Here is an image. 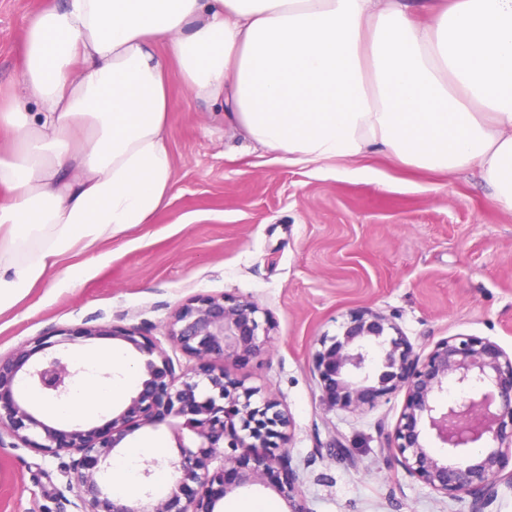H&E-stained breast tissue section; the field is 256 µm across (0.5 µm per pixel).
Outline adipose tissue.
Instances as JSON below:
<instances>
[{
	"instance_id": "obj_1",
	"label": "adipose tissue",
	"mask_w": 512,
	"mask_h": 512,
	"mask_svg": "<svg viewBox=\"0 0 512 512\" xmlns=\"http://www.w3.org/2000/svg\"><path fill=\"white\" fill-rule=\"evenodd\" d=\"M20 89L0 104V314L75 255L168 205L169 84L223 108L289 165L377 149L450 176L478 168L512 210V0H63L26 29ZM76 385L54 418L97 412Z\"/></svg>"
}]
</instances>
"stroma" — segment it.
I'll use <instances>...</instances> for the list:
<instances>
[{
    "instance_id": "35a3bbf8",
    "label": "stroma",
    "mask_w": 512,
    "mask_h": 512,
    "mask_svg": "<svg viewBox=\"0 0 512 512\" xmlns=\"http://www.w3.org/2000/svg\"><path fill=\"white\" fill-rule=\"evenodd\" d=\"M62 0H0V92L14 86L29 17ZM173 191L149 223L79 255L78 285L49 272L0 314V355L61 328L139 326L175 367L194 365L166 335L180 304L255 302L269 339L225 374L275 399L290 419L291 465L310 512H472L387 464L405 394L350 413L327 406L311 355L351 312H380L414 352L469 335L512 355V211L476 170L455 177L372 150L286 165L219 107L170 87ZM60 459L0 450V512H74ZM217 512H288L272 489L228 493Z\"/></svg>"
}]
</instances>
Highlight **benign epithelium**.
I'll use <instances>...</instances> for the list:
<instances>
[{
	"instance_id": "benign-epithelium-1",
	"label": "benign epithelium",
	"mask_w": 512,
	"mask_h": 512,
	"mask_svg": "<svg viewBox=\"0 0 512 512\" xmlns=\"http://www.w3.org/2000/svg\"><path fill=\"white\" fill-rule=\"evenodd\" d=\"M259 307L248 300L203 296L175 308L167 336L198 363L176 372L166 352L140 327L87 326L57 331L58 339L34 338L0 358V448L4 436L44 456L73 455L61 466L75 491L77 512H215L216 502L236 489L266 485L288 503L290 512H310L291 467L290 421L278 402L224 374V362L260 352L267 328L257 319ZM394 335L386 336V330ZM118 339L145 356L138 366L139 384L127 403L114 411L107 431L75 425L50 426L36 416V399L63 402L76 380L92 371L67 354L76 337ZM312 355L324 399L332 408L360 412L384 395L405 391L400 420L389 438L392 457L405 473L446 497L469 496L484 506L497 497V486L512 485V356L475 336L439 341L424 357L398 327L367 308L349 315L342 336H325ZM458 397L443 401L448 386ZM181 453L167 459L170 483L161 498L147 490L126 498L111 494L100 474L142 428L155 429L166 419ZM199 439L196 449L185 433ZM232 433L243 448H269L253 459L224 455V435ZM219 466L210 469L213 462ZM285 477H279V473ZM202 489L182 498L190 483Z\"/></svg>"
}]
</instances>
